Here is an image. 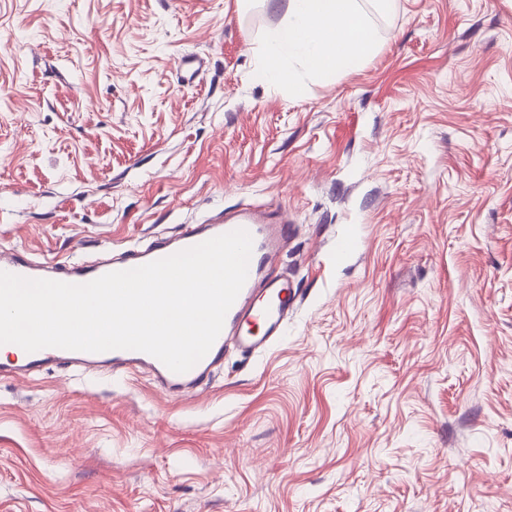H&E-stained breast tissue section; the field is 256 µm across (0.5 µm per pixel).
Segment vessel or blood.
<instances>
[{
  "mask_svg": "<svg viewBox=\"0 0 512 512\" xmlns=\"http://www.w3.org/2000/svg\"><path fill=\"white\" fill-rule=\"evenodd\" d=\"M247 230L253 239V251L247 280L229 309L223 329L209 352L189 371H170L157 358L139 351L110 350L99 353L44 348L26 354L24 368L40 367L62 359L74 366L102 365L113 371H150L162 389L174 395L189 394L220 362L226 350L234 348L259 355L279 344L286 323L299 298L291 294L285 281L273 277L271 270L294 227L277 215L261 219L253 208L245 207L207 224H190L172 238H161L146 246L127 249L118 257L100 264L73 262H36L18 253L0 261V271L27 278H41L73 284L90 282L112 271L128 270L170 256L218 235Z\"/></svg>",
  "mask_w": 512,
  "mask_h": 512,
  "instance_id": "vessel-or-blood-1",
  "label": "vessel or blood"
}]
</instances>
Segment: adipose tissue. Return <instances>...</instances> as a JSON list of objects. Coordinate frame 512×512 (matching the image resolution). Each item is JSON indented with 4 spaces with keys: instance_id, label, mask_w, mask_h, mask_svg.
<instances>
[{
    "instance_id": "ef3b65f1",
    "label": "adipose tissue",
    "mask_w": 512,
    "mask_h": 512,
    "mask_svg": "<svg viewBox=\"0 0 512 512\" xmlns=\"http://www.w3.org/2000/svg\"><path fill=\"white\" fill-rule=\"evenodd\" d=\"M374 45L357 0H286L279 25L266 34L258 53L265 79L282 84L290 79L285 60L326 76L355 68Z\"/></svg>"
}]
</instances>
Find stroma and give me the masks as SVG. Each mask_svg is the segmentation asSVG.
Here are the masks:
<instances>
[{
  "instance_id": "obj_1",
  "label": "stroma",
  "mask_w": 512,
  "mask_h": 512,
  "mask_svg": "<svg viewBox=\"0 0 512 512\" xmlns=\"http://www.w3.org/2000/svg\"><path fill=\"white\" fill-rule=\"evenodd\" d=\"M359 2L373 54L288 87L268 0H0V251L251 206L304 297L192 395L1 371L0 512H512V0Z\"/></svg>"
}]
</instances>
